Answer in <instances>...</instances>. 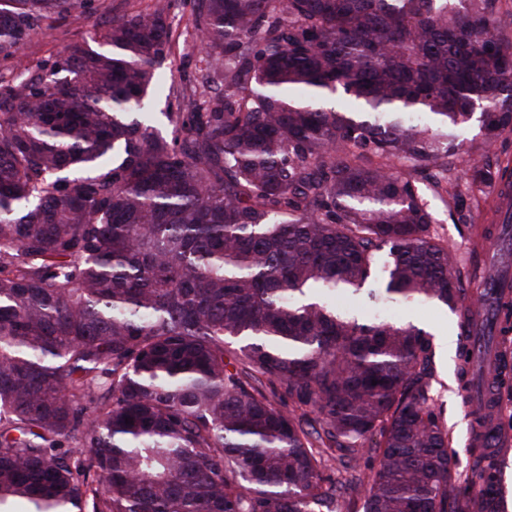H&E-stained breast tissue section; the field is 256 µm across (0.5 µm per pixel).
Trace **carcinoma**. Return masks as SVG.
<instances>
[{"label":"carcinoma","instance_id":"carcinoma-1","mask_svg":"<svg viewBox=\"0 0 512 512\" xmlns=\"http://www.w3.org/2000/svg\"><path fill=\"white\" fill-rule=\"evenodd\" d=\"M178 3L0 83V512H497L491 447L454 479L429 333L336 296L463 303L417 176L483 248L456 131L512 133L507 0H196L203 104L165 138ZM76 9L0 0V59ZM167 91L158 92L153 91L149 94V107L148 112H152L151 124L159 130L163 135L171 137L172 125L168 122L162 112H177L179 108H184L185 104L189 102L185 99V103L179 104L173 97L167 98Z\"/></svg>","mask_w":512,"mask_h":512}]
</instances>
